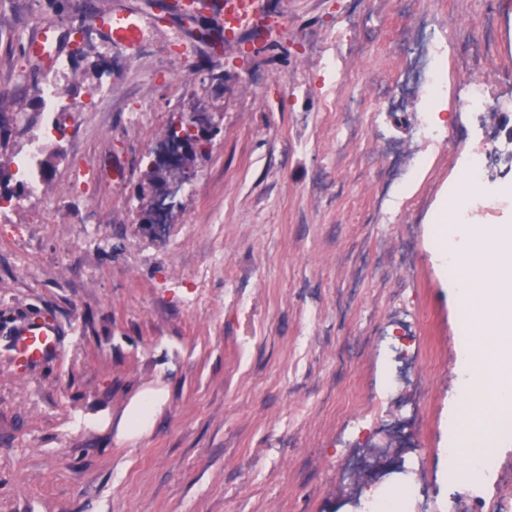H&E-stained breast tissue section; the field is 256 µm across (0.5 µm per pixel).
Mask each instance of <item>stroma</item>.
I'll return each mask as SVG.
<instances>
[{
	"instance_id": "stroma-1",
	"label": "stroma",
	"mask_w": 512,
	"mask_h": 512,
	"mask_svg": "<svg viewBox=\"0 0 512 512\" xmlns=\"http://www.w3.org/2000/svg\"><path fill=\"white\" fill-rule=\"evenodd\" d=\"M169 2L0 0V94L18 113L0 157L36 138L58 154L48 196L0 209V512H359L404 481L458 512L511 502L510 435L484 499L448 479L461 320L432 224L482 145L457 108L467 75L446 63L448 142L412 177L400 163L422 147L418 90L390 109L370 89L418 52L413 16L436 13L512 129V0H260L265 34L221 49L210 12L188 20ZM123 6L143 18L137 45L84 23ZM46 22L69 61L52 112L33 101L49 69L25 51ZM100 88L107 101L89 103ZM353 96L362 111L342 112ZM192 112L220 132L156 235L134 187ZM394 181L406 192L386 221L374 200ZM483 193L471 223L512 224V177ZM43 319L55 353L17 367L16 330ZM398 331L417 339L420 377L391 400L383 339ZM153 387L165 402L128 431ZM365 415L369 445L391 447L404 423L410 452L351 479Z\"/></svg>"
}]
</instances>
